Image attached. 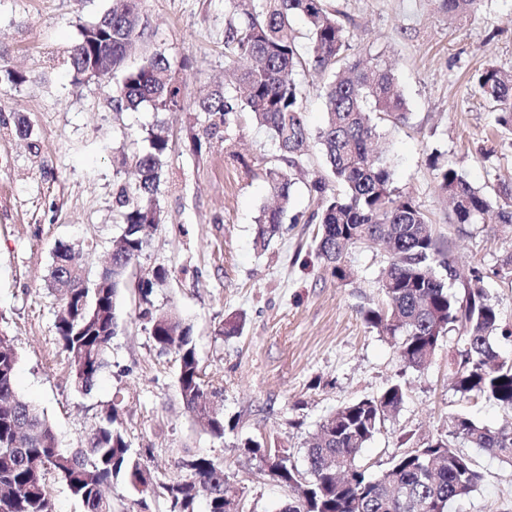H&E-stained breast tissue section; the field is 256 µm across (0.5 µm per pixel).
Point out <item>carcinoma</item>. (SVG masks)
I'll return each mask as SVG.
<instances>
[{
	"mask_svg": "<svg viewBox=\"0 0 512 512\" xmlns=\"http://www.w3.org/2000/svg\"><path fill=\"white\" fill-rule=\"evenodd\" d=\"M224 60L231 84L198 101L208 115L209 135L227 131L237 114L248 112L270 133L280 150V164L265 171L273 207L257 218V244L265 246L277 235L291 202L295 172L300 169L310 132L305 124L297 68L305 63L328 74L325 124L316 135L335 190L323 178L309 185L315 209L310 221L319 224L318 253L336 279L349 273L345 249L357 244H382L389 261L380 273L385 303L363 314L366 325L397 340L406 367L419 370L432 358L442 337L460 330L465 348L452 359L455 389L462 396L485 399L512 410V360H499L498 336L511 337L501 325L498 309L481 283L475 267L460 270L446 256L432 224L412 196L399 191L386 154L373 149L381 138L380 124L398 129L409 120L406 102L387 63L378 56L350 59L345 14L327 0H226ZM448 16L465 14L478 0H441ZM302 16L309 30L306 52L289 35L294 16ZM142 29L140 0H116L112 12L85 26L70 51L78 75L97 77L121 73L112 102L134 109L148 103L156 112L181 110V87L172 64L153 55L140 67L124 68L127 52ZM111 58L96 73L97 56ZM481 96L498 112L504 145L512 148V74L494 66L477 77ZM145 148L134 157L131 182L115 198L122 231L113 245L111 261L97 282L88 286L85 266L71 249L55 254L50 278L63 290L56 316L58 342L70 358V381L88 393L106 365V355L118 328L116 299L147 246L146 227L162 222L155 194L169 147L163 129L152 128ZM440 189L452 204L455 224H512V184H502L493 203L456 169L430 159ZM443 267L448 279L436 272ZM169 278L164 268L139 276V295L146 308L139 313L154 342L175 353L178 387L191 413H205L206 431L224 437V411L212 405L217 396L197 357L191 328L174 311L157 313L148 307L154 288ZM18 357L9 336L0 331V512H55L50 486L63 482L85 512H113L106 489L123 477L134 487L150 484L152 497L163 499L169 512H194L197 495L205 493L208 512H224V496L234 486L220 462L195 455L182 459L185 474L166 482L153 478L144 456L131 451L123 431L114 426L117 407L110 403L103 421L81 442L64 450L44 412L16 389ZM401 384L379 395L346 403L327 415L315 441L306 451L307 468L300 471L288 457L252 440L244 450L262 463L273 461V476L303 489L280 512H448L456 500L470 496L483 474L472 459L457 451L461 440L512 465V427L490 429L457 415L446 438L428 440L392 458L378 477L370 478L357 463L361 449L397 414L404 402Z\"/></svg>",
	"mask_w": 512,
	"mask_h": 512,
	"instance_id": "obj_1",
	"label": "carcinoma"
}]
</instances>
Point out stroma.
I'll return each mask as SVG.
<instances>
[{
	"instance_id": "stroma-1",
	"label": "stroma",
	"mask_w": 512,
	"mask_h": 512,
	"mask_svg": "<svg viewBox=\"0 0 512 512\" xmlns=\"http://www.w3.org/2000/svg\"><path fill=\"white\" fill-rule=\"evenodd\" d=\"M332 4L349 17L355 53L391 63L406 101L408 123L385 136L395 187L428 215L453 264L499 266L512 256V229L451 223L429 157L438 154L493 199L512 182V149L502 147L496 114L473 82L489 65L512 74V0H479L460 19L444 14L439 0ZM111 8L112 0H0V330L18 353V391L45 411L60 446L78 447L114 402L132 450L147 456L156 478L179 475L188 449L223 462L241 490L243 512H279L292 493L242 452L244 439L303 464L330 412L396 381L406 386L404 403L359 457L370 474L388 468L395 454L447 435L453 416L492 429L512 420L496 404L455 391L448 359L464 347L460 334L445 336L415 371L404 366L394 340L365 324L364 311L383 302V249L349 248L351 276L340 281L316 251L314 224H283L267 247L257 246L256 219L269 202L264 172L279 151L242 112L230 131L234 150L226 152L222 137H206V116L196 109L224 84L225 0H141L144 32L125 65L165 56L182 85L179 112L146 104L117 111L112 77L75 78L71 47ZM12 72L24 82L9 80ZM297 81L314 135L325 119L327 77L308 68ZM159 123L169 137L156 193L163 222L151 230L137 271L170 272L151 302L191 326L200 365L231 424L220 439L185 408L175 356L160 350L139 320L132 282L117 300L120 326L107 366L91 392H75L57 341L58 302L44 283L62 247L80 249L90 279L105 269L121 231L115 196L146 132ZM325 173L313 139L296 175L293 212L310 215L308 185ZM238 316L242 332L221 335L224 321ZM458 449L484 480L449 512H512V465L464 443ZM107 494L116 512H167L163 500L121 479Z\"/></svg>"
}]
</instances>
